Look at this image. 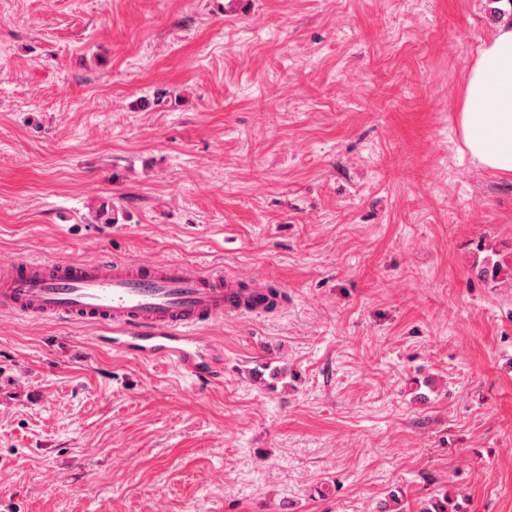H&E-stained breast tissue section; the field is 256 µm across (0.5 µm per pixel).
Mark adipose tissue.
Listing matches in <instances>:
<instances>
[{"mask_svg": "<svg viewBox=\"0 0 512 512\" xmlns=\"http://www.w3.org/2000/svg\"><path fill=\"white\" fill-rule=\"evenodd\" d=\"M458 123L477 166L512 176V24L499 25L471 67Z\"/></svg>", "mask_w": 512, "mask_h": 512, "instance_id": "1", "label": "adipose tissue"}]
</instances>
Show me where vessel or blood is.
I'll list each match as a JSON object with an SVG mask.
<instances>
[{
  "label": "vessel or blood",
  "instance_id": "vessel-or-blood-1",
  "mask_svg": "<svg viewBox=\"0 0 512 512\" xmlns=\"http://www.w3.org/2000/svg\"><path fill=\"white\" fill-rule=\"evenodd\" d=\"M269 288L180 260L18 259L0 263V321L80 324L98 346L162 361L208 386L223 379L224 365L206 329L267 314Z\"/></svg>",
  "mask_w": 512,
  "mask_h": 512
}]
</instances>
